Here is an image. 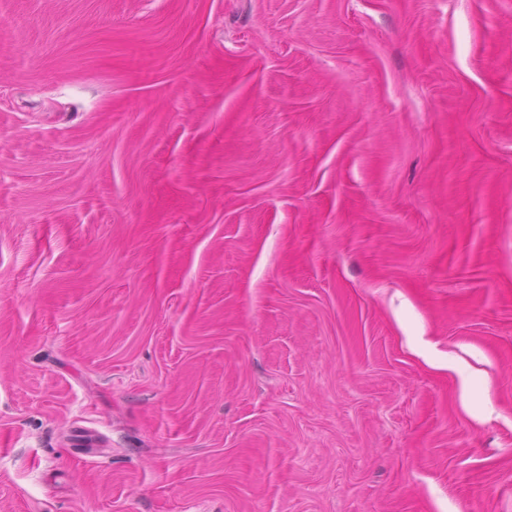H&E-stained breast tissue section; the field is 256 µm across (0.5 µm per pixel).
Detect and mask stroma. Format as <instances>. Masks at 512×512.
I'll use <instances>...</instances> for the list:
<instances>
[{"mask_svg": "<svg viewBox=\"0 0 512 512\" xmlns=\"http://www.w3.org/2000/svg\"><path fill=\"white\" fill-rule=\"evenodd\" d=\"M0 512H512V0H0Z\"/></svg>", "mask_w": 512, "mask_h": 512, "instance_id": "35a3bbf8", "label": "stroma"}]
</instances>
